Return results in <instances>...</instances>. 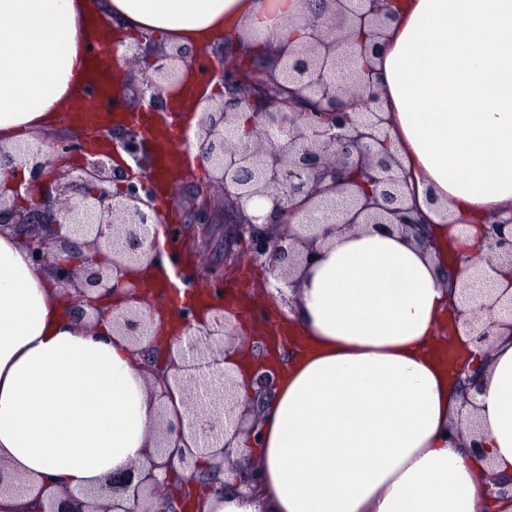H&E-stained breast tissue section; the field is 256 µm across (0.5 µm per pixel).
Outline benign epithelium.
Instances as JSON below:
<instances>
[{
    "label": "benign epithelium",
    "mask_w": 512,
    "mask_h": 512,
    "mask_svg": "<svg viewBox=\"0 0 512 512\" xmlns=\"http://www.w3.org/2000/svg\"><path fill=\"white\" fill-rule=\"evenodd\" d=\"M326 2L333 6L329 19L317 16L311 21L325 27L324 34L314 44L293 51L282 71L284 81L294 85L293 93L266 94L264 111L254 113L246 141H228L226 130L275 80L260 76L254 85L244 86L239 82L241 66L234 62L226 65L224 59L210 57L199 64L191 60L202 72L205 85L214 80L224 85L225 98L217 102L194 89L196 105L202 106L197 160L209 169V177L186 188L190 205L183 223L161 224L151 177L110 174L107 154L91 153L81 166L59 176L57 196L50 202L34 197L20 209L0 202V225L11 224L22 232L35 263L50 267L62 285L82 280L83 288L68 303L74 318H86L94 325L106 317L109 310L98 307L92 294L112 295L125 281L112 276L119 268L117 262L109 267L96 257H87L78 263L71 250L89 239L126 263L144 259L151 263L158 253H149L145 245L155 243L153 230L160 226L168 242L180 247L193 267L195 256L213 235V188L221 189L224 204L234 213V220L224 225L221 234L224 258L237 260L245 254L261 258L277 281L296 266L319 259L318 225H304L305 236L292 231L291 220L301 212H322L330 231L355 224L418 228L420 219L404 199L406 178L395 171L389 154L375 149L383 145L384 118L368 58L376 51L386 24L381 0ZM186 59L180 48L156 57L151 75L143 80L152 103H162L165 84L176 76L177 63ZM139 135V127L126 125L117 146L137 158ZM3 160L28 167L34 182L52 173L50 154L40 147L18 146L12 155L0 149ZM114 181L115 192L105 186ZM255 198L273 203L269 218L261 225L244 216ZM39 221L55 226L56 242L67 257L55 253L45 239L28 234ZM484 246L498 267L509 271L507 288L500 292L493 286L481 294L463 288L451 310L455 322L466 327L470 343L490 346L497 337L495 328L501 326L498 317L512 319V216L485 225ZM180 317L182 334L157 342L154 348L163 355L165 393L175 389L181 394L185 415L161 429L154 453L148 456L149 467L120 479H106L84 500L69 493L49 495L38 512H116L114 504L97 503L116 492L142 501L141 512H187L208 476L199 467L201 459L211 460L213 469L231 461L228 435L231 430L240 431L242 413L237 411L235 380L219 367L227 332L222 325L199 327L195 304L188 300L183 302ZM112 324L136 341L149 335L148 326L133 309L113 317ZM175 342L180 343L176 350ZM274 381L275 374L261 366L251 383L257 393L264 394L271 391ZM179 468L190 471V476L180 479L164 508L152 509L153 500L170 485L171 475Z\"/></svg>",
    "instance_id": "1"
}]
</instances>
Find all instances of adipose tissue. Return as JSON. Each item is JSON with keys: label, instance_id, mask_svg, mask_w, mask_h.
<instances>
[{"label": "adipose tissue", "instance_id": "1", "mask_svg": "<svg viewBox=\"0 0 512 512\" xmlns=\"http://www.w3.org/2000/svg\"><path fill=\"white\" fill-rule=\"evenodd\" d=\"M390 20L370 59L387 119L386 146L416 190L434 246L413 231L362 225L321 240L320 260L292 273L275 303L301 346L282 367L253 425L233 445L262 472V492L205 512H512L489 497L485 469L512 477V340L473 348L484 454L451 443L462 400L438 359L452 289L467 271L448 251L477 258L490 217L512 214V0H384ZM319 0H0V148L56 124L82 97L93 40L123 69L130 44L205 49L222 40L276 67L310 45ZM68 287L0 231V462L27 491L78 492L139 468L168 400L160 375L136 363L142 344L89 327L66 310Z\"/></svg>", "mask_w": 512, "mask_h": 512}]
</instances>
